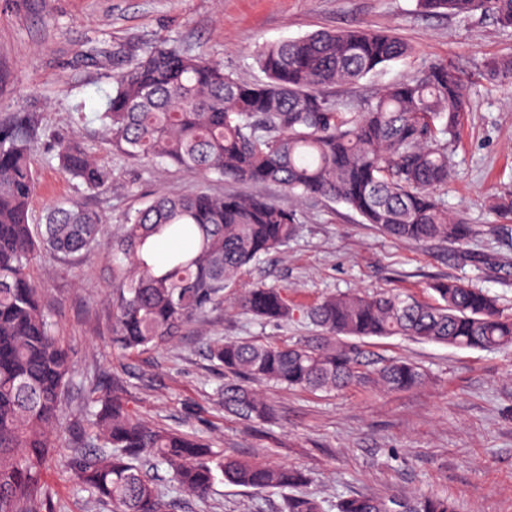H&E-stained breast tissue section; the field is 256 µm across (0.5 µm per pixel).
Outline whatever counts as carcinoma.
Returning <instances> with one entry per match:
<instances>
[{
    "instance_id": "cac0c4a2",
    "label": "carcinoma",
    "mask_w": 512,
    "mask_h": 512,
    "mask_svg": "<svg viewBox=\"0 0 512 512\" xmlns=\"http://www.w3.org/2000/svg\"><path fill=\"white\" fill-rule=\"evenodd\" d=\"M418 4L430 15L480 12L512 26V0ZM410 52L392 32L322 31L259 47L265 79L245 82L165 40L127 62L97 119L112 147L131 162L174 166L202 178L215 173L274 182L297 199L343 204L395 240L462 247L477 229L448 213L437 194L452 177L448 145L470 110L458 73L434 63L387 86L356 112L327 94ZM486 70L491 80L512 84V57H493ZM38 121L34 112H16L0 122V512H53L41 473L52 454L51 434L67 412L74 366L29 273L41 253L112 250V343L135 352L170 344L194 316L224 302L244 270L285 246L297 224L294 211L262 196L198 190L159 196L111 228L99 213L69 200L48 209L36 234L28 210L37 165L31 131ZM53 158L88 190L112 186V170L70 136L58 137ZM493 208L495 230H508L512 198H497ZM160 237L178 242L179 249L158 256ZM431 290L430 302L389 291L327 296L306 311L322 331L311 342H213L209 356L232 376L224 383V410L250 421L268 418L271 406L255 383L331 392L361 381L354 341L364 338L512 348V316L487 292L454 279L437 280ZM238 300L261 321H286L298 311L287 289L264 284ZM374 375L390 390H408L424 379L423 370L406 360L387 361ZM99 403L77 441L79 450L66 460L94 512H171L144 469L148 462L167 467L175 485L198 499L219 475L258 493L306 481L302 471L286 465L221 459L191 434L137 418L116 394ZM287 508L328 512L324 501L310 495L289 497ZM336 510L458 512L438 494L348 496Z\"/></svg>"
}]
</instances>
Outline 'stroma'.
Segmentation results:
<instances>
[{
    "label": "stroma",
    "instance_id": "35a3bbf8",
    "mask_svg": "<svg viewBox=\"0 0 512 512\" xmlns=\"http://www.w3.org/2000/svg\"><path fill=\"white\" fill-rule=\"evenodd\" d=\"M367 26L390 30L411 55L360 83L331 89L359 108L384 87L432 62H447L464 83L472 108L448 151L454 174L442 195L451 213L482 232L466 248L396 242L344 205L291 198L275 183L198 179L171 167L128 161L105 140L96 118L124 60L161 40L220 62L245 81L264 74L257 46L318 30ZM512 55V27L474 14L428 16L416 0H0V121L34 112L38 180L29 221L43 223L53 203L76 198L107 223L160 195L206 190L258 194L295 210L294 237L243 274L240 286L284 287L311 307L333 293L404 291L426 301L428 286L455 278L494 295L512 314V234L494 232L492 201L512 195V84L489 82L484 64ZM75 137L112 170V187L87 191L57 168L52 145ZM39 282L56 336L76 373L67 391L70 414L54 434V454L70 455L85 410L103 393L122 397L151 423L189 432L227 457L302 470V493L334 505L350 495L409 497L438 492L460 512H512V350L457 349L402 336L360 344L364 382L324 393L262 386L272 406L264 421L224 412L217 400L224 368L210 358L217 339L289 344L316 335L309 320H255L234 300L208 309L164 349L125 353L112 344V256L101 253L38 258ZM408 359L427 372L414 388L389 391L372 371ZM173 512H284L287 492L257 493L216 481L207 500L179 491L165 468L155 473ZM42 481L54 512H88L87 492L49 466Z\"/></svg>",
    "mask_w": 512,
    "mask_h": 512
}]
</instances>
